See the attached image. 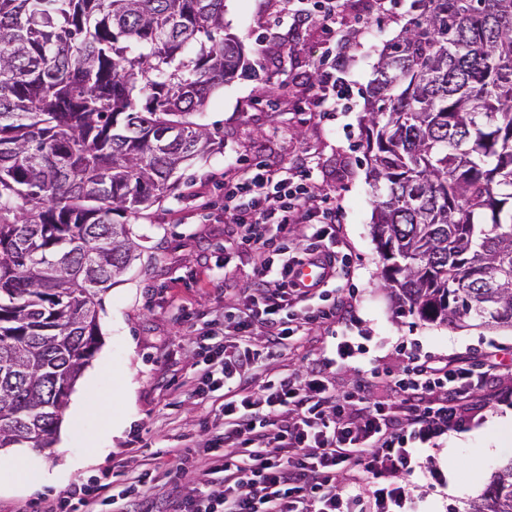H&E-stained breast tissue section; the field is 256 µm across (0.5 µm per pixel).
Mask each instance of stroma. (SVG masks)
I'll use <instances>...</instances> for the list:
<instances>
[{"label": "stroma", "instance_id": "stroma-1", "mask_svg": "<svg viewBox=\"0 0 512 512\" xmlns=\"http://www.w3.org/2000/svg\"><path fill=\"white\" fill-rule=\"evenodd\" d=\"M373 4L351 0L349 23L372 21L374 35L357 40L348 72L354 96L347 109L322 117L302 107L322 33L310 30L281 55H265L258 36L274 9L272 0H224V30L241 42L252 71L216 89L204 111L194 116L221 145L184 166L178 188L132 219L140 256L105 294L100 345L69 397L70 403L88 404L90 411L79 417L64 412L53 446L28 449L51 479L36 486L0 481V512H40L81 481L123 483L128 474L151 469L164 446L191 449L196 460L205 457L208 442L200 424L213 419L217 404L176 391L197 366L187 350L189 325L173 316L170 301L181 299L197 316L220 309L225 297L250 282L260 263L248 251L239 252L232 265L224 263V182L232 176L227 161L235 156H257L277 165L304 155L313 163L316 188L338 189L344 222L336 249L351 252L356 266L352 304L360 324L351 334L379 367L398 370L404 360L395 348L399 342L461 358L477 369L495 347L502 365L489 377L487 389L512 390V328L454 330L400 315L382 283L383 260L372 233L376 192L368 178L366 92L383 46L416 9L414 0H393L391 10L380 15ZM195 194L205 196L210 208L192 204ZM316 355L330 359L325 379L347 390L358 364L337 359L336 341L327 330H319L291 365L304 367ZM476 418L469 430L449 435L432 450L430 465L453 474L456 488L419 483L414 490L419 512H469L492 474L512 460V404H486ZM116 419L123 424L117 437L109 429ZM91 435L98 440L93 453L85 446Z\"/></svg>", "mask_w": 512, "mask_h": 512}]
</instances>
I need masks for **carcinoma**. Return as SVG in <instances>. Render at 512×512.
Returning <instances> with one entry per match:
<instances>
[{
	"label": "carcinoma",
	"mask_w": 512,
	"mask_h": 512,
	"mask_svg": "<svg viewBox=\"0 0 512 512\" xmlns=\"http://www.w3.org/2000/svg\"><path fill=\"white\" fill-rule=\"evenodd\" d=\"M368 92L373 236L401 313L512 327V0H416ZM246 72L224 0H0V448L52 446L138 257L127 219L216 145ZM471 512H512V461Z\"/></svg>",
	"instance_id": "1"
}]
</instances>
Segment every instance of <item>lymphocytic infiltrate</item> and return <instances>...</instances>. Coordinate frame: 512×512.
Returning <instances> with one entry per match:
<instances>
[{"mask_svg":"<svg viewBox=\"0 0 512 512\" xmlns=\"http://www.w3.org/2000/svg\"><path fill=\"white\" fill-rule=\"evenodd\" d=\"M348 12L349 0H278L269 22L292 41L309 29L324 36L310 111L339 112L346 104ZM230 166L224 221L232 230L224 253L247 249L260 267L222 315L193 328L191 347L203 354L205 368L186 395L205 401L224 394L218 422L204 427L210 455L195 469V486L173 493L147 472L126 489L74 485L67 499H78L83 512L125 500L133 512H405L422 455L473 421L485 372L415 350L399 372L358 371L345 393L329 386L316 362L302 372L284 366L255 385L260 369L288 360L316 330L347 325L351 306L334 282L353 269L349 257L336 255L342 207L335 190L315 189L310 160L272 166L237 156ZM301 224L308 229L302 244L296 241ZM306 260L328 269L325 284L302 288L292 280L294 267ZM225 319L236 334L230 346L220 337ZM258 330L267 337L260 348L252 342ZM378 381L391 388L393 401H368L366 391Z\"/></svg>","mask_w":512,"mask_h":512,"instance_id":"f902f5d3","label":"lymphocytic infiltrate"}]
</instances>
